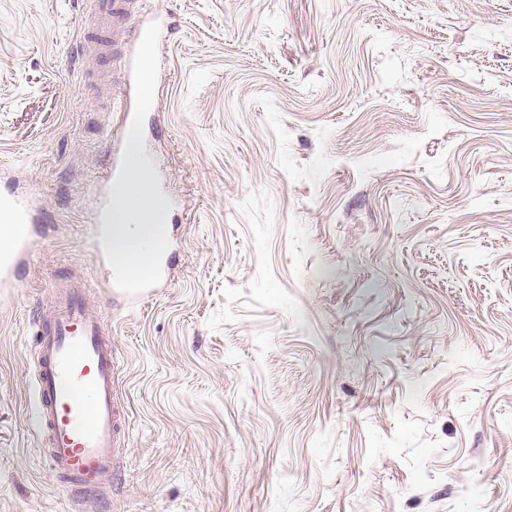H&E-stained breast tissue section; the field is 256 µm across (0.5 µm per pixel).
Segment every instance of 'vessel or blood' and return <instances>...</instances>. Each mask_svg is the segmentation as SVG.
<instances>
[{"mask_svg":"<svg viewBox=\"0 0 512 512\" xmlns=\"http://www.w3.org/2000/svg\"><path fill=\"white\" fill-rule=\"evenodd\" d=\"M134 0H89L93 30L80 38L83 49L112 59L123 75L115 100L118 123L111 135L109 164L96 188V207L87 227L88 247L98 265L109 262L110 200L117 190L137 192L129 177L124 147L140 122L144 65L155 58L160 25L144 7V18L131 20ZM35 196L17 191L0 197V303H7L19 283L21 268L37 244ZM169 250H162L150 270L132 275L113 268L104 281L108 297L139 304L171 277ZM30 324L37 355L32 406L33 429L45 448L49 470L74 512H103L126 453V411L119 398V357L104 318L90 309L86 292L76 288L55 294L37 306Z\"/></svg>","mask_w":512,"mask_h":512,"instance_id":"vessel-or-blood-1","label":"vessel or blood"}]
</instances>
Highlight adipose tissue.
Returning <instances> with one entry per match:
<instances>
[{"mask_svg": "<svg viewBox=\"0 0 512 512\" xmlns=\"http://www.w3.org/2000/svg\"><path fill=\"white\" fill-rule=\"evenodd\" d=\"M141 192L134 197L115 198V231L111 237V255L117 265L134 272L143 271L152 255L163 247L159 224L161 205L151 189V178L141 167H134Z\"/></svg>", "mask_w": 512, "mask_h": 512, "instance_id": "ef3b65f1", "label": "adipose tissue"}]
</instances>
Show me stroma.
<instances>
[{"label":"stroma","mask_w":512,"mask_h":512,"mask_svg":"<svg viewBox=\"0 0 512 512\" xmlns=\"http://www.w3.org/2000/svg\"><path fill=\"white\" fill-rule=\"evenodd\" d=\"M141 139L174 280L86 244L115 122L83 0H0V194L51 225L0 308V512L36 452L35 304L83 281L122 358L107 512H512V0H153ZM171 270L170 251L166 249L156 255L150 270L138 275H131L126 269L117 268L112 264V273L104 280L101 291L110 299L140 304L160 288L167 287Z\"/></svg>","instance_id":"1"}]
</instances>
